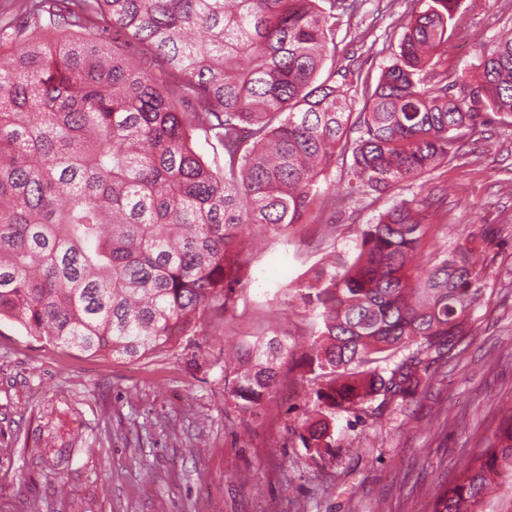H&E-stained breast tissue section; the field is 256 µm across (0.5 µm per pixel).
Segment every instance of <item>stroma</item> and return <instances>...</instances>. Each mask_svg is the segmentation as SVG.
Returning <instances> with one entry per match:
<instances>
[{"label":"stroma","mask_w":512,"mask_h":512,"mask_svg":"<svg viewBox=\"0 0 512 512\" xmlns=\"http://www.w3.org/2000/svg\"><path fill=\"white\" fill-rule=\"evenodd\" d=\"M412 0H359L336 19L335 68L349 84L390 65ZM512 30V0H474L441 75L473 81L478 50ZM347 167L283 235L257 227L243 281L197 335L147 359L92 356L0 321V512H429L435 487L471 465L512 414V126L480 127L447 164L386 193L346 196ZM430 198L424 243L464 248L483 296L470 335L432 356L413 398L361 416L337 411L335 446L302 447L320 387L301 365L315 316L301 288L327 261L352 260L364 225L396 201ZM286 338L275 400L242 421L225 362L260 335Z\"/></svg>","instance_id":"35a3bbf8"}]
</instances>
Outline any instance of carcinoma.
I'll list each match as a JSON object with an SVG mask.
<instances>
[{"label": "carcinoma", "instance_id": "obj_1", "mask_svg": "<svg viewBox=\"0 0 512 512\" xmlns=\"http://www.w3.org/2000/svg\"><path fill=\"white\" fill-rule=\"evenodd\" d=\"M329 2L29 0L24 24L0 28V319L91 356L152 357L227 306L240 236L299 223L333 156L351 157L347 193L391 190L451 161L479 126L512 125V36L481 52L475 81L422 83L444 62L462 0H417L353 111L347 84L322 71L334 11L357 0ZM115 35L150 54L132 60ZM197 130L223 168L195 151ZM426 209L395 203L306 293L319 320L306 366L322 387L303 447H333L336 409L412 395L429 355L469 334L479 272L464 249L416 265ZM290 354L273 336L224 370L241 415L273 401L276 361ZM433 499L432 512H512V417Z\"/></svg>", "mask_w": 512, "mask_h": 512}]
</instances>
